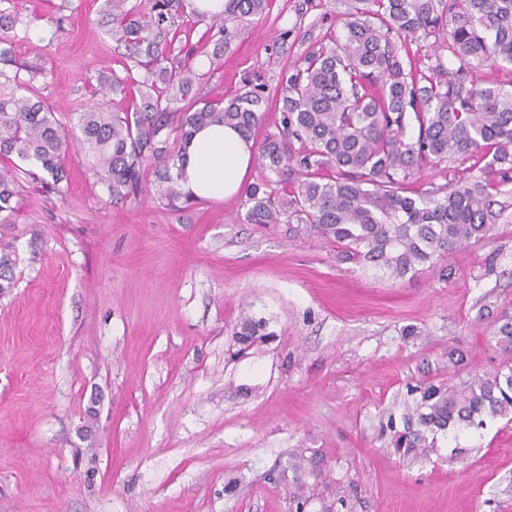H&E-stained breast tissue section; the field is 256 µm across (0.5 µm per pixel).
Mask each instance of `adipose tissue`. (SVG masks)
Segmentation results:
<instances>
[{
	"label": "adipose tissue",
	"mask_w": 512,
	"mask_h": 512,
	"mask_svg": "<svg viewBox=\"0 0 512 512\" xmlns=\"http://www.w3.org/2000/svg\"><path fill=\"white\" fill-rule=\"evenodd\" d=\"M254 158V146L235 128L213 124L197 131L187 150L182 189L193 197L221 200L236 193Z\"/></svg>",
	"instance_id": "adipose-tissue-1"
}]
</instances>
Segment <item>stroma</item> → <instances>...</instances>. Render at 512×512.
Returning <instances> with one entry per match:
<instances>
[{
	"label": "stroma",
	"instance_id": "1",
	"mask_svg": "<svg viewBox=\"0 0 512 512\" xmlns=\"http://www.w3.org/2000/svg\"><path fill=\"white\" fill-rule=\"evenodd\" d=\"M102 0H23L16 61L62 122L120 55ZM345 0H272L203 93L251 79L275 96L311 40L341 33ZM287 40H280L281 32ZM66 197L26 188L0 243L19 262L0 295V512H300L344 489L341 512H512V423L395 455L379 424L408 381L503 357L512 311V207L490 239L397 280L341 262L318 236L249 224L243 194L171 211L154 193L113 202L85 153ZM268 333L237 356L245 317Z\"/></svg>",
	"mask_w": 512,
	"mask_h": 512
}]
</instances>
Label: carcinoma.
Returning <instances> with one entry per match:
<instances>
[{
    "label": "carcinoma",
    "instance_id": "obj_1",
    "mask_svg": "<svg viewBox=\"0 0 512 512\" xmlns=\"http://www.w3.org/2000/svg\"><path fill=\"white\" fill-rule=\"evenodd\" d=\"M0 24L21 21V0H0ZM187 0H105L112 41L125 48L122 71L103 83L123 93V106L94 101L66 126L20 71L0 69V223L13 224L24 183L48 196L69 190L71 139L80 133L93 171L114 201L146 191L155 165L165 207L192 203L179 180L186 147L200 128L224 124L249 138L265 117L263 86L244 81L230 98L200 95L217 57L249 17L270 0H227L207 18ZM343 39L323 36L285 68L280 117L258 147L261 169L244 193L248 224H287L297 238L336 243L339 258L396 279L415 277L436 256L486 240L512 183V89L483 86L470 61L512 64V0H350ZM203 27L192 40L197 27ZM433 39L459 61L420 68L411 45ZM16 36H0V64L15 54ZM184 57L170 60L174 49ZM459 156L486 161L482 174L453 185L410 191L415 172ZM15 251L0 246V293L14 285ZM267 322L247 317L238 340L264 335ZM505 360L495 370L457 382L422 379L406 387L402 427L393 413L381 422L395 451L426 458L437 435L454 443L487 423L512 422V314L490 332Z\"/></svg>",
    "mask_w": 512,
    "mask_h": 512
}]
</instances>
